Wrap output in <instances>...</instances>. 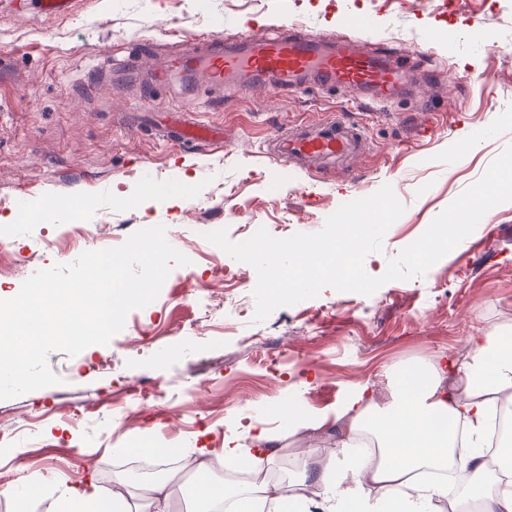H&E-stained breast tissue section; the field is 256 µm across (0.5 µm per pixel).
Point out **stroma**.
<instances>
[{"mask_svg":"<svg viewBox=\"0 0 512 512\" xmlns=\"http://www.w3.org/2000/svg\"><path fill=\"white\" fill-rule=\"evenodd\" d=\"M347 15L403 48L443 27L433 62L443 77L428 87L416 71L407 94L382 105L317 90L144 86L147 67L208 22L229 38L244 22L316 35ZM132 50L145 70H123ZM339 114L363 131L361 156L311 176L270 158L276 131ZM184 122L223 138L182 152L166 131ZM478 130L477 149L463 150ZM511 144L512 0H78L58 20L0 0V295L156 225L190 260L108 344L51 352L60 384L0 400L12 416L0 429L15 432L0 452V487L40 478L30 510L52 512L56 478L110 486L138 444L220 454L224 419L242 410L275 436L268 468H300L335 452L336 432L289 435L272 410L284 393L304 391L310 412L329 413L357 384L386 386L400 366L463 351L477 330L512 336V202L423 276L369 296L326 288L259 322L254 268L204 238L224 228L235 241L248 224L277 238L316 233L340 205L388 184L406 210L365 259L379 276ZM151 185L181 204L146 195Z\"/></svg>","mask_w":512,"mask_h":512,"instance_id":"35a3bbf8","label":"stroma"}]
</instances>
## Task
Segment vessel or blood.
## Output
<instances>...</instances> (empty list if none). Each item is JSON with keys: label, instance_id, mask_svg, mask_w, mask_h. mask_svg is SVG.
Instances as JSON below:
<instances>
[{"label": "vessel or blood", "instance_id": "vessel-or-blood-1", "mask_svg": "<svg viewBox=\"0 0 512 512\" xmlns=\"http://www.w3.org/2000/svg\"><path fill=\"white\" fill-rule=\"evenodd\" d=\"M77 0H36L38 16L53 19L69 14ZM336 37L314 36L293 27L262 37L244 28L235 38L211 31L193 34L189 48L155 69L151 82L166 85L178 76L213 89L233 84L246 90L274 84L281 89L305 86L325 92L359 90L372 103L389 102L403 92L409 57L391 49L364 50L360 38H372L368 20L345 17ZM362 142L358 130L341 120L323 124L307 133H281L275 155L299 167L315 159L346 154Z\"/></svg>", "mask_w": 512, "mask_h": 512}]
</instances>
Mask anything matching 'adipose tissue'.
Masks as SVG:
<instances>
[{
  "mask_svg": "<svg viewBox=\"0 0 512 512\" xmlns=\"http://www.w3.org/2000/svg\"><path fill=\"white\" fill-rule=\"evenodd\" d=\"M295 435L331 424L336 452L301 469L288 485L269 482L264 464L272 435L259 419L237 415L224 439L225 466L238 463L240 433L254 446L251 478L232 487L204 480L199 501L229 512H461L463 500L481 502L483 512H512V463L484 452L493 413H512V336L496 330L467 338L465 354L419 369L397 371L384 393L357 385L330 415H312L278 404ZM372 434L379 461L356 455L361 433ZM322 488L321 502L305 488ZM54 512H129L117 492L95 482H57Z\"/></svg>",
  "mask_w": 512,
  "mask_h": 512,
  "instance_id": "obj_1",
  "label": "adipose tissue"
}]
</instances>
